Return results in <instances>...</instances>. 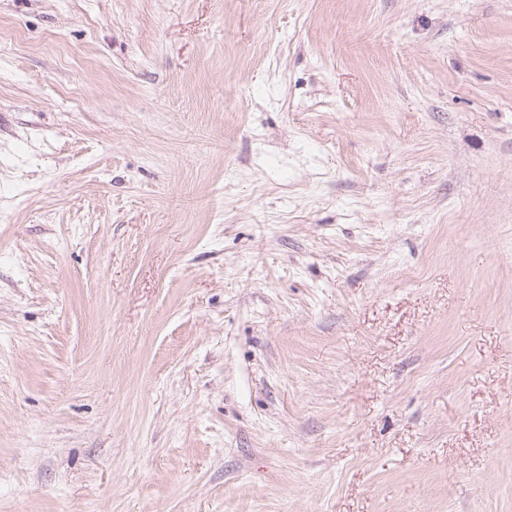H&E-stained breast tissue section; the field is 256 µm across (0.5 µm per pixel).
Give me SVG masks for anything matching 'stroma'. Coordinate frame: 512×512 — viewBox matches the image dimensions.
Here are the masks:
<instances>
[{
  "mask_svg": "<svg viewBox=\"0 0 512 512\" xmlns=\"http://www.w3.org/2000/svg\"><path fill=\"white\" fill-rule=\"evenodd\" d=\"M0 512H512V0H0Z\"/></svg>",
  "mask_w": 512,
  "mask_h": 512,
  "instance_id": "stroma-1",
  "label": "stroma"
}]
</instances>
